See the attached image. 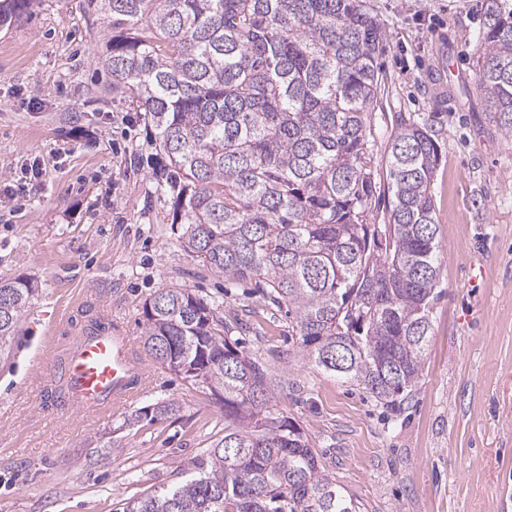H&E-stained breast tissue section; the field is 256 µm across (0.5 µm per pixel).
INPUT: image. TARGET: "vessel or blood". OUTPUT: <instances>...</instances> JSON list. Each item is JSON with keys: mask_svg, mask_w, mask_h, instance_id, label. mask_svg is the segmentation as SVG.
<instances>
[{"mask_svg": "<svg viewBox=\"0 0 512 512\" xmlns=\"http://www.w3.org/2000/svg\"><path fill=\"white\" fill-rule=\"evenodd\" d=\"M66 358L70 406L86 417L123 407L147 384L148 366L133 336L108 318L97 335H77Z\"/></svg>", "mask_w": 512, "mask_h": 512, "instance_id": "vessel-or-blood-1", "label": "vessel or blood"}]
</instances>
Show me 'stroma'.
<instances>
[{"instance_id":"35a3bbf8","label":"stroma","mask_w":512,"mask_h":512,"mask_svg":"<svg viewBox=\"0 0 512 512\" xmlns=\"http://www.w3.org/2000/svg\"><path fill=\"white\" fill-rule=\"evenodd\" d=\"M369 2L386 35L376 179L401 121L428 124L443 147L431 184L442 295L422 377L397 411L308 363L282 309L183 251L150 118L113 96L99 63L112 31L83 0H36L0 32V173L46 170L29 195L0 205V277L38 283L0 362V512H119L179 482V467L221 438V402L156 363L145 392L95 418L47 398L57 357L42 312L67 311L64 345L88 309L138 337L160 288L239 314L234 339L285 382L280 408L361 512H512V138L489 126L476 88L483 0ZM158 401L175 402V415L135 421Z\"/></svg>"}]
</instances>
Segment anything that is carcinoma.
<instances>
[{
  "instance_id": "cac0c4a2",
  "label": "carcinoma",
  "mask_w": 512,
  "mask_h": 512,
  "mask_svg": "<svg viewBox=\"0 0 512 512\" xmlns=\"http://www.w3.org/2000/svg\"><path fill=\"white\" fill-rule=\"evenodd\" d=\"M34 0H0V31ZM115 35L112 94L149 114L169 168L180 246L227 283L287 307L299 353L394 404L422 375L440 295L431 182L442 148L425 123L399 127L386 183L370 168L385 30L364 0H85ZM486 120L512 137V0H488L475 58ZM387 198L384 223L372 206ZM37 291L0 278V357ZM143 348L224 403V437L172 487L122 512H357L283 386L238 349L239 322L185 288L143 305ZM173 402L142 409L150 422Z\"/></svg>"
}]
</instances>
